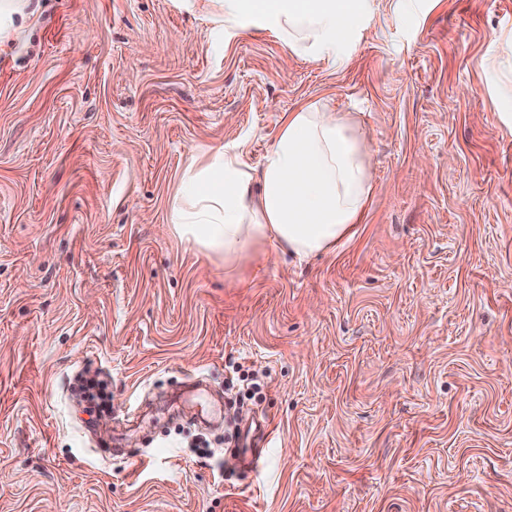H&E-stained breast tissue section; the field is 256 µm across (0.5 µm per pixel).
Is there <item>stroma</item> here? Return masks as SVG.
I'll return each instance as SVG.
<instances>
[{
  "instance_id": "35a3bbf8",
  "label": "stroma",
  "mask_w": 512,
  "mask_h": 512,
  "mask_svg": "<svg viewBox=\"0 0 512 512\" xmlns=\"http://www.w3.org/2000/svg\"><path fill=\"white\" fill-rule=\"evenodd\" d=\"M340 55L32 0L0 51V512H512V0H366ZM320 100L372 155L351 241L228 273L173 233L194 157L260 166Z\"/></svg>"
}]
</instances>
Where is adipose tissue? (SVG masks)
<instances>
[{
  "label": "adipose tissue",
  "mask_w": 512,
  "mask_h": 512,
  "mask_svg": "<svg viewBox=\"0 0 512 512\" xmlns=\"http://www.w3.org/2000/svg\"><path fill=\"white\" fill-rule=\"evenodd\" d=\"M257 7L293 53L332 62L363 0H209L228 28ZM370 196V154L353 119L313 101L284 113L261 167L241 141L193 161L173 202L172 230L228 267L267 247L303 260L352 239Z\"/></svg>",
  "instance_id": "obj_1"
}]
</instances>
